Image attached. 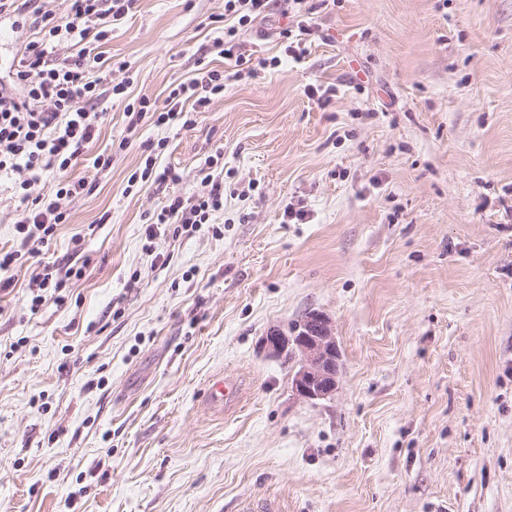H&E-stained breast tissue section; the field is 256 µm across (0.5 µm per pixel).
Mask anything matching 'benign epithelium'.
Instances as JSON below:
<instances>
[{
  "mask_svg": "<svg viewBox=\"0 0 512 512\" xmlns=\"http://www.w3.org/2000/svg\"><path fill=\"white\" fill-rule=\"evenodd\" d=\"M274 357L297 359L292 375V389L306 400H323L336 392L341 367V354L336 344L332 322L324 313L312 310L286 334L278 329L264 339Z\"/></svg>",
  "mask_w": 512,
  "mask_h": 512,
  "instance_id": "benign-epithelium-1",
  "label": "benign epithelium"
}]
</instances>
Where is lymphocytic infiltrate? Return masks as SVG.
<instances>
[{
    "label": "lymphocytic infiltrate",
    "mask_w": 512,
    "mask_h": 512,
    "mask_svg": "<svg viewBox=\"0 0 512 512\" xmlns=\"http://www.w3.org/2000/svg\"><path fill=\"white\" fill-rule=\"evenodd\" d=\"M134 0H61L58 9L18 0H0V19L18 16L33 38L15 57L9 78L0 81V177L11 180L23 210L16 222L21 246L47 243L65 223V200L83 194L87 184L70 176L97 137L103 113L99 106L113 97L125 99L129 128L144 120L158 127L183 119L185 110L204 111L224 92L222 70L201 67L189 82L172 88L164 105L141 97L127 101V85L112 78L100 48L115 22L123 20ZM269 0H224V13L235 20L215 39L216 45L235 42L239 27L263 19ZM72 48L70 57L57 58L59 47ZM202 195H170L155 221L177 224L185 231L211 223L224 208V175L209 160ZM52 179L54 191L31 195L32 183Z\"/></svg>",
    "instance_id": "obj_1"
}]
</instances>
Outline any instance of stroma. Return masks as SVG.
<instances>
[{
    "label": "stroma",
    "instance_id": "obj_1",
    "mask_svg": "<svg viewBox=\"0 0 512 512\" xmlns=\"http://www.w3.org/2000/svg\"><path fill=\"white\" fill-rule=\"evenodd\" d=\"M224 0H137L106 56L164 100L205 59L189 125L108 115L91 193L0 294V512H512V0H276L215 46ZM165 140L157 185H129ZM231 193L192 234L170 194ZM62 304L29 309L43 266ZM311 310L341 352L308 401L266 334ZM234 380L221 408L205 389Z\"/></svg>",
    "mask_w": 512,
    "mask_h": 512
}]
</instances>
